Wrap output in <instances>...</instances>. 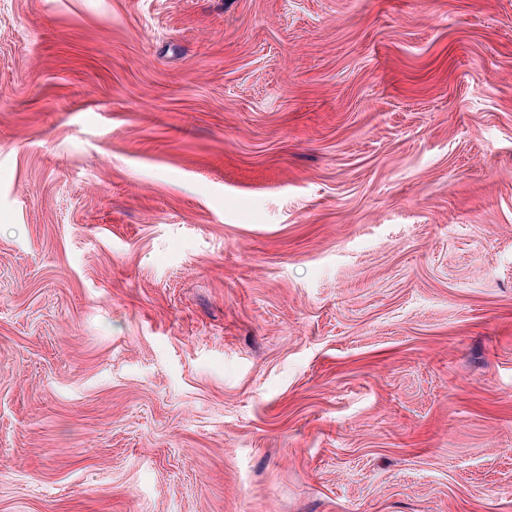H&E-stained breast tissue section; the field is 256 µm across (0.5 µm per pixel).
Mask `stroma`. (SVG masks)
I'll list each match as a JSON object with an SVG mask.
<instances>
[{
  "instance_id": "stroma-1",
  "label": "stroma",
  "mask_w": 512,
  "mask_h": 512,
  "mask_svg": "<svg viewBox=\"0 0 512 512\" xmlns=\"http://www.w3.org/2000/svg\"><path fill=\"white\" fill-rule=\"evenodd\" d=\"M0 512H512V0H0Z\"/></svg>"
}]
</instances>
